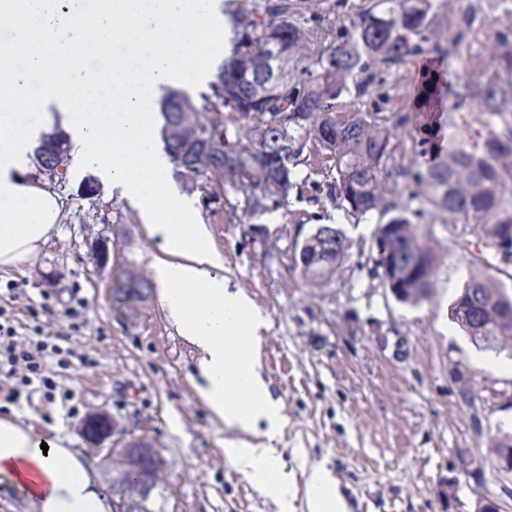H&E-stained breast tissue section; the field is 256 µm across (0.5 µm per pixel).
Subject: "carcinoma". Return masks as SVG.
I'll return each instance as SVG.
<instances>
[{"instance_id": "obj_1", "label": "carcinoma", "mask_w": 512, "mask_h": 512, "mask_svg": "<svg viewBox=\"0 0 512 512\" xmlns=\"http://www.w3.org/2000/svg\"><path fill=\"white\" fill-rule=\"evenodd\" d=\"M349 24L333 29L329 17L306 16L293 0H224V16L233 37L224 68L210 83L206 99L213 112H226L219 122L198 110L183 92L170 89L161 98L162 138L175 175L191 190H200L205 204L236 207L225 187L250 201L248 217L263 215L288 203L299 190L296 172L308 161L314 144L335 171L332 180L316 184L326 198L349 216L391 214L377 228L383 253L374 256V275L389 273V287L404 303L425 298L433 284L436 256L421 240L419 227L406 211L386 203L388 183L407 173L393 164V134L371 113L339 123L336 108L352 94L363 97L379 83V70L401 65L428 50L441 49L432 0H380ZM277 52L279 73L268 74L260 63ZM492 76L474 94L488 116L486 134L471 141L462 134L448 138L443 153L413 175L426 200L450 216L480 228L485 244L512 258V40L497 44ZM216 148H196L201 135ZM343 230L320 224L306 239L303 273L312 281L329 278L347 256ZM152 292L143 274L119 289L126 301H143L139 289ZM451 320L470 340L485 337L481 349H512V293L488 276L473 275L452 303ZM165 469L163 459L137 462L112 460L104 477L112 495L130 500L141 495L142 476ZM165 478L155 479L148 512L167 504Z\"/></svg>"}]
</instances>
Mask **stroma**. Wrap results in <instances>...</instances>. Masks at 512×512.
I'll use <instances>...</instances> for the list:
<instances>
[{"label":"stroma","mask_w":512,"mask_h":512,"mask_svg":"<svg viewBox=\"0 0 512 512\" xmlns=\"http://www.w3.org/2000/svg\"><path fill=\"white\" fill-rule=\"evenodd\" d=\"M447 41L444 54L383 70L373 95L349 97L344 113L374 112L394 135L397 166L408 174L423 168L430 153L418 128L421 63L436 74L437 87L453 126L485 132L474 90L492 75L491 50L512 37V0H434ZM469 26L453 45L461 19ZM411 117L397 125L398 115ZM330 167L318 154L301 166L309 184L289 206L260 216L258 223L229 220L220 206L204 207L201 195L175 181L206 224L224 259V275L242 288L268 320L263 333L261 372L286 418L279 445L282 461L297 488L288 508L258 491L224 456L231 431L204 406L196 371L199 353L180 336L158 298H150L136 321L118 316L108 295L111 267L136 263L152 276L161 250L138 211L102 189L95 201L77 196L68 180L63 217L39 253L0 268V289L18 286L12 307L21 323L39 309L42 331L66 336L88 353L92 365L64 371L60 384L74 393L77 415L46 403L34 393L15 404L24 426L40 438L100 459L81 438L82 417L112 415L121 428L113 447L142 438L168 464V506L173 512H308L305 478L325 467L347 512H473L478 499L512 512V476L499 471L494 441L512 434V409L481 404L490 389L512 384V356L482 350L450 319V306L471 275L492 274L512 291V261L488 249L479 229L411 197L400 179L388 202L423 211L420 234L436 254V274L425 299H395L372 272L371 244L383 219L359 220L329 202L314 203L312 183L325 182ZM339 225L347 238V258L326 281L307 280L294 259L299 229ZM112 240L110 267L96 266L90 246L98 236ZM273 257H266L265 248ZM77 293L87 299L85 324L73 330L60 307L42 310L44 296ZM463 372L477 400L467 404L455 380ZM447 484V496L437 488Z\"/></svg>","instance_id":"stroma-1"}]
</instances>
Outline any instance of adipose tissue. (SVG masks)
<instances>
[{
    "instance_id": "obj_1",
    "label": "adipose tissue",
    "mask_w": 512,
    "mask_h": 512,
    "mask_svg": "<svg viewBox=\"0 0 512 512\" xmlns=\"http://www.w3.org/2000/svg\"><path fill=\"white\" fill-rule=\"evenodd\" d=\"M224 57L223 0H0V267L36 255L59 220L60 195L34 176L36 146L54 115L69 143V177L92 173L141 215L162 252L159 300L201 352L199 394L233 431L224 454L280 506L293 484L276 449L255 445L284 423L260 375L267 320L231 287L191 201L171 184L158 144L156 102L199 90ZM0 478L26 487L32 512H112L89 461L0 416ZM309 512H342L321 467L306 483Z\"/></svg>"
}]
</instances>
